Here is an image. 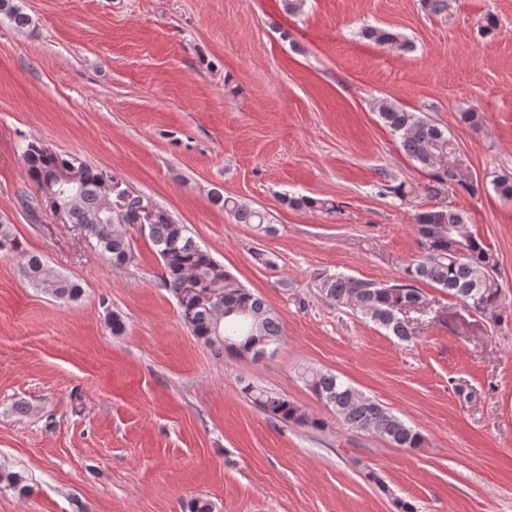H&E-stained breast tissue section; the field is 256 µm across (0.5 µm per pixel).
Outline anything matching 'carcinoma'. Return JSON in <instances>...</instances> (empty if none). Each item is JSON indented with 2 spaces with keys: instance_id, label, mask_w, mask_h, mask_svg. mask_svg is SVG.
<instances>
[{
  "instance_id": "cac0c4a2",
  "label": "carcinoma",
  "mask_w": 512,
  "mask_h": 512,
  "mask_svg": "<svg viewBox=\"0 0 512 512\" xmlns=\"http://www.w3.org/2000/svg\"><path fill=\"white\" fill-rule=\"evenodd\" d=\"M0 13L9 17L19 30L30 24L29 16L13 0H0ZM360 34L376 45L403 52L411 49V43L391 29L366 24ZM376 108L384 125L399 139L401 149L429 171L431 182L426 184L429 196L448 195L459 186L473 189L442 161L448 144L444 129L387 100L377 102ZM24 157L27 174L37 191L53 209L65 210L70 223L81 225L90 243L109 257L112 266H124L135 258L126 224L142 202H150L149 198L132 196L126 203L125 215L121 216L110 209V189L118 182L116 176L35 143L27 144ZM72 164L82 171L80 183H58L59 169ZM232 209L238 223L254 224L266 232L271 230L265 212L237 203ZM416 224L419 253L404 266L400 279L383 283L321 272L314 277L316 288L340 305L354 306L366 319L403 341L412 338V331L402 309L420 296L419 283L446 288L448 294L493 322L500 321L506 309V297L495 277L497 254L465 230L463 214L441 205L419 212ZM149 236L163 265V287L176 297L186 326L205 345L236 356L255 355L265 344L279 342L281 327L271 309L225 271L189 235L186 225L177 223L166 210L156 206ZM21 274L31 285L59 300H73L81 293L78 284L35 256L22 265ZM300 377L349 428L384 438L398 448L423 446L420 430L338 376L306 368ZM242 393L270 420L312 428L323 426V421L282 395L251 384L245 385Z\"/></svg>"
}]
</instances>
